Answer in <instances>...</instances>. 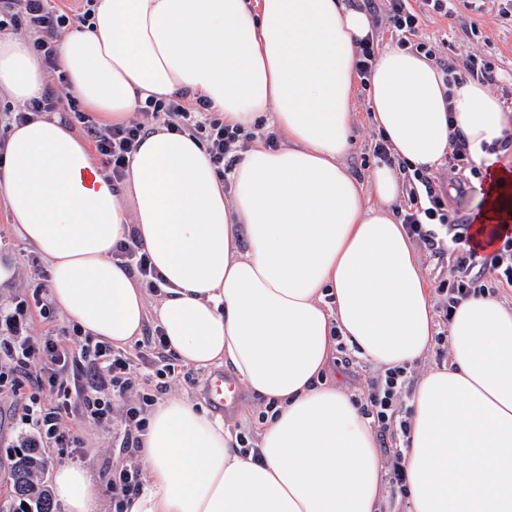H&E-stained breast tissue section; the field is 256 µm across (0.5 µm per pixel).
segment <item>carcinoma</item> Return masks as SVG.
Instances as JSON below:
<instances>
[{
	"label": "carcinoma",
	"mask_w": 512,
	"mask_h": 512,
	"mask_svg": "<svg viewBox=\"0 0 512 512\" xmlns=\"http://www.w3.org/2000/svg\"><path fill=\"white\" fill-rule=\"evenodd\" d=\"M45 468L40 449L30 443L19 450L11 463L9 488L0 497V512H53L52 497L47 486L38 480ZM28 508H23V504Z\"/></svg>",
	"instance_id": "cac0c4a2"
}]
</instances>
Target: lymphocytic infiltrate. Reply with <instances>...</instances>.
I'll list each match as a JSON object with an SVG mask.
<instances>
[{"label": "lymphocytic infiltrate", "mask_w": 512, "mask_h": 512, "mask_svg": "<svg viewBox=\"0 0 512 512\" xmlns=\"http://www.w3.org/2000/svg\"><path fill=\"white\" fill-rule=\"evenodd\" d=\"M384 12L390 27L399 32L398 47H406L409 35L417 31L419 16L423 13L451 15L447 0H420L412 6L410 0H386ZM86 14L69 13L50 6L49 0H0V31L9 28L30 31L33 48L42 63L51 71H58L57 41L61 29L85 24ZM142 121L127 125L100 126L87 116H80L87 138L94 144L102 164L113 181L126 175L132 153L146 132V120L165 118L168 129L189 134L201 142L218 177H225L235 158L233 145L240 129L224 123L212 114L210 102L203 97L187 98L178 93L168 100L146 101L141 108ZM408 203L401 214L410 239L420 244L430 257L443 258L449 242L460 243L469 232V225L455 220L449 210L447 195L440 189V180L433 174L414 171L409 182ZM113 259L135 272L148 291L158 292L164 280L152 267L142 245L135 239L119 243L112 252ZM500 284L512 287V233L501 238L491 256H480L476 249H468L455 259L447 281L439 283L438 290L445 297L443 309L452 313L462 301L484 294V274ZM47 355L49 362L38 374L30 367L37 354ZM81 366L82 384H71L69 370ZM407 382L404 371L387 370L368 386L366 412L372 416L375 428L387 435L394 430H407V423H396L395 406ZM114 389L120 395L136 392V377L131 376L125 356L102 341L82 348L80 356H72L52 336L38 340L26 336L0 341V392L19 398L23 421L33 432L35 444L54 448L59 458L74 457L82 445L81 437L64 425L75 405L97 424L110 418V408L100 394Z\"/></svg>", "instance_id": "f902f5d3"}]
</instances>
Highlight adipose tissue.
I'll return each instance as SVG.
<instances>
[{
	"instance_id": "obj_1",
	"label": "adipose tissue",
	"mask_w": 512,
	"mask_h": 512,
	"mask_svg": "<svg viewBox=\"0 0 512 512\" xmlns=\"http://www.w3.org/2000/svg\"><path fill=\"white\" fill-rule=\"evenodd\" d=\"M370 28L346 0H97L87 27L60 39L70 93L103 124L185 90L230 125L270 118L282 145L255 141L225 182L201 143L163 126L119 183L58 113L12 126L0 196L48 263L55 307L116 347L156 314L169 354L231 367L276 408L245 452L220 415L159 401L137 452L146 478L124 512H377L385 470L371 419L325 380L334 336L374 367L408 368L432 348L435 322L393 209L397 173L379 166L366 186L345 164L357 42ZM368 83L373 123L411 168H436L452 124L463 129L485 173L474 240L493 250L512 231V169L482 146L512 117L483 84L448 87L424 55L391 45ZM45 85L30 41L0 33V89L25 102ZM131 234L165 281L152 307L112 258ZM408 407V512H512V310L461 302L447 362L419 378ZM52 491L64 512L104 508V486L80 463L57 465Z\"/></svg>"
}]
</instances>
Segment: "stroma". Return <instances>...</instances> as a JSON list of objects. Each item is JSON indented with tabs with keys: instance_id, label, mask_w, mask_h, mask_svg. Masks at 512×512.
<instances>
[{
	"instance_id": "stroma-1",
	"label": "stroma",
	"mask_w": 512,
	"mask_h": 512,
	"mask_svg": "<svg viewBox=\"0 0 512 512\" xmlns=\"http://www.w3.org/2000/svg\"><path fill=\"white\" fill-rule=\"evenodd\" d=\"M410 43L425 42L436 47L439 56L463 63L469 55L475 54L494 63L500 78L499 87L493 88L494 96L500 97L507 111H512V98L502 95L503 90L512 91V19L498 15L495 0H486L483 11L459 9L453 17L439 15L421 17L417 32L410 36ZM357 122L354 126V144L346 163L352 175L360 181H368L380 161L374 155V146L380 132L370 120L366 88H359L355 97ZM0 261L13 265L15 275L9 282L0 284V337L10 335V325L6 319L17 315L16 305L25 302L28 306L25 315L20 317V335L39 337L45 334L55 336L62 345L76 349L78 341L72 333V324L62 314H54L52 319H44L34 303L36 292L47 290L50 269L44 258L15 232L7 204L0 197ZM140 344L126 347L125 355L131 369L141 375L156 373L166 364H173L175 372L167 378L166 397L189 398L204 406H211L207 383L210 371L174 362L172 356L143 364L140 359ZM334 373L341 375L348 393L354 399L363 398L368 382L377 376L378 370L354 357L348 341L344 337L336 339V360ZM125 405L124 399L112 396L113 418L108 426L100 427L89 421L81 409H74L66 421L68 428L83 439L78 451L79 462L84 463L91 473L107 481L109 470L136 465L134 455L117 448L114 435L122 431L124 423L120 414ZM25 426L13 399L0 398V487L8 482L11 454L21 442Z\"/></svg>"
}]
</instances>
